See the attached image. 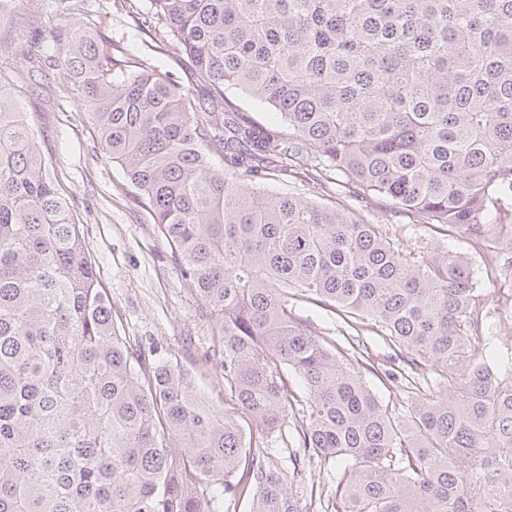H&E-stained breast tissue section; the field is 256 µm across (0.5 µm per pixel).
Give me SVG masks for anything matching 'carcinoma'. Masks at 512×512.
I'll return each mask as SVG.
<instances>
[{
	"label": "carcinoma",
	"mask_w": 512,
	"mask_h": 512,
	"mask_svg": "<svg viewBox=\"0 0 512 512\" xmlns=\"http://www.w3.org/2000/svg\"><path fill=\"white\" fill-rule=\"evenodd\" d=\"M202 101L81 28L55 62L187 284L220 321L224 409L112 318L22 101L0 77V512H303L291 474L340 465L336 512H512V354L479 336L469 258L397 243L369 206L455 228L512 277V0H148ZM235 88L285 123L253 122ZM218 156L222 165L213 163ZM340 207L265 189L292 169ZM315 301L392 345L402 417L369 365L296 315ZM306 389L292 472L270 464Z\"/></svg>",
	"instance_id": "cac0c4a2"
}]
</instances>
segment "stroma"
<instances>
[{"instance_id":"obj_1","label":"stroma","mask_w":512,"mask_h":512,"mask_svg":"<svg viewBox=\"0 0 512 512\" xmlns=\"http://www.w3.org/2000/svg\"><path fill=\"white\" fill-rule=\"evenodd\" d=\"M145 19L133 0H71L66 7L61 0H15L12 9L0 16V74L12 79L50 162V173L77 216L86 249L112 301L120 335L146 356L178 360L196 390L220 409L224 387L212 359L219 345V325L191 292L169 244L136 200L134 187L123 170L104 156L69 83L47 58L50 34L65 35L81 27L111 40L118 53L148 61L193 96H201L189 57L171 40L148 36ZM267 187L324 202L342 199L341 187L310 173L282 175L268 181ZM374 210L404 246L419 250L438 237L482 266L478 246L463 233L411 228L409 218L391 211L384 201L377 202ZM490 289L484 304V335L496 344L512 346V282L501 280ZM364 343L369 352L366 381L383 403L405 412V395L388 387L383 376L391 366L390 347L376 336L365 337ZM297 483L308 492L303 500L307 512H332L329 495L336 488L335 476L310 467Z\"/></svg>"}]
</instances>
